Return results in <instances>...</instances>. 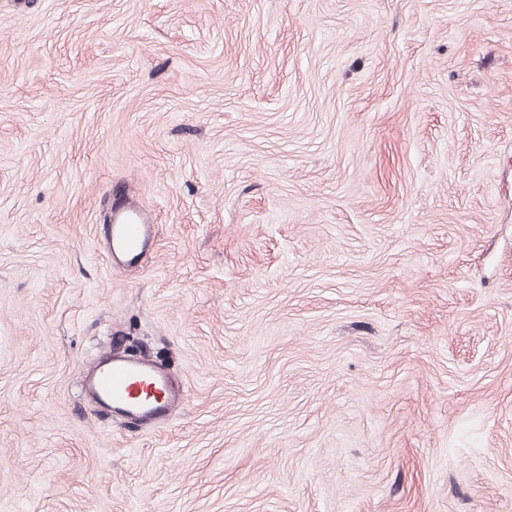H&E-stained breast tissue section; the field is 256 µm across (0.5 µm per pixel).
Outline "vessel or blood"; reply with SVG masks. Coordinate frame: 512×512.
<instances>
[{"mask_svg": "<svg viewBox=\"0 0 512 512\" xmlns=\"http://www.w3.org/2000/svg\"><path fill=\"white\" fill-rule=\"evenodd\" d=\"M152 244L151 227L140 209L117 206L109 226V259L121 267L137 260ZM87 396L106 414L133 422L166 419L185 398L178 380L144 360L105 353L86 376Z\"/></svg>", "mask_w": 512, "mask_h": 512, "instance_id": "b4317fda", "label": "vessel or blood"}]
</instances>
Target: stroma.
Returning a JSON list of instances; mask_svg holds the SVG:
<instances>
[{"instance_id":"stroma-1","label":"stroma","mask_w":512,"mask_h":512,"mask_svg":"<svg viewBox=\"0 0 512 512\" xmlns=\"http://www.w3.org/2000/svg\"><path fill=\"white\" fill-rule=\"evenodd\" d=\"M0 512H512V0H0ZM152 244L151 226L140 209L118 205L109 224V259L116 267L137 260ZM84 389L106 414L133 422L162 421L185 398L170 372L112 351L105 353L96 369L86 376Z\"/></svg>"}]
</instances>
